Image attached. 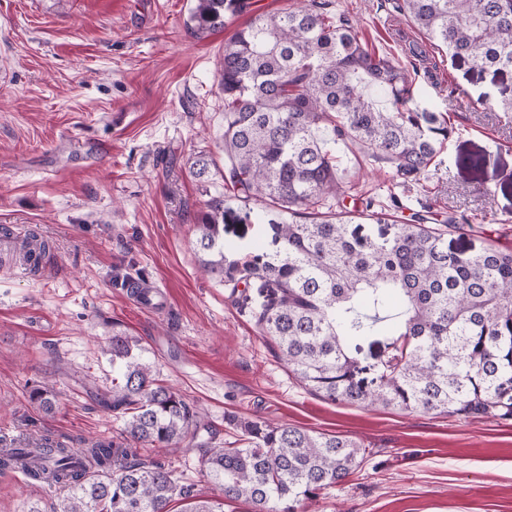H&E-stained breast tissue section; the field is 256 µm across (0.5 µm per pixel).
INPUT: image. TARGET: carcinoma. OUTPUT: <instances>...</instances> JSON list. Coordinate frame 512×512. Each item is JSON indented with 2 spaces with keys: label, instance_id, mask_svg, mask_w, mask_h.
<instances>
[{
  "label": "carcinoma",
  "instance_id": "cac0c4a2",
  "mask_svg": "<svg viewBox=\"0 0 512 512\" xmlns=\"http://www.w3.org/2000/svg\"><path fill=\"white\" fill-rule=\"evenodd\" d=\"M248 0H195L187 30L203 39L244 13ZM409 22L453 62L512 72V0H402ZM224 183L236 206L214 197L198 221L202 272L243 295L261 335L293 376L334 403L472 418L512 419V247L454 249L448 237L474 232L449 216L403 220V204L373 197L347 208L336 147L357 143L395 177L419 182L452 130L418 104L415 78L375 54L359 30L317 0L255 15L224 43ZM257 221L245 256L224 241L228 221ZM357 224H382L361 233ZM49 242L30 234L19 261L39 269ZM261 301L249 304L248 289ZM379 361L361 365L363 347ZM112 388L101 405L124 417L122 432L84 448L47 438L39 448H0V471L21 472L65 496L29 512H224L181 483L176 470L143 458L137 445L194 443L224 498L252 512H302L366 462L352 438L233 416L241 438L198 439L202 419L154 377L146 350L124 332L106 348ZM29 400L54 412L57 392L34 385Z\"/></svg>",
  "mask_w": 512,
  "mask_h": 512
}]
</instances>
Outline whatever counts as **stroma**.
Instances as JSON below:
<instances>
[{"label": "stroma", "instance_id": "35a3bbf8", "mask_svg": "<svg viewBox=\"0 0 512 512\" xmlns=\"http://www.w3.org/2000/svg\"><path fill=\"white\" fill-rule=\"evenodd\" d=\"M379 55L417 71L419 102L444 113L451 137L422 184L364 148L341 153L349 198L395 193L408 212L430 205L468 218L474 244L512 246V73L455 65L397 8L398 0H325ZM224 30L199 39L185 21L193 0H0V227L33 230L51 249L27 274L0 241V448L72 443L118 434L100 406L112 386L103 348L113 330L137 338L156 376L216 430L233 414L271 425L340 433L366 463L328 489L315 512H512V420H460L433 412L334 404L288 373L247 310L198 269L196 220L224 195V44L252 15L300 0H249ZM476 153L479 169L461 166ZM216 162L207 181L190 162ZM134 283L161 290L142 307ZM53 385L58 407L29 400ZM198 495L215 499L191 444L152 448ZM63 491L0 471V512H28ZM57 392L48 385H34L29 392V400L46 414H52L57 404Z\"/></svg>", "mask_w": 512, "mask_h": 512}]
</instances>
